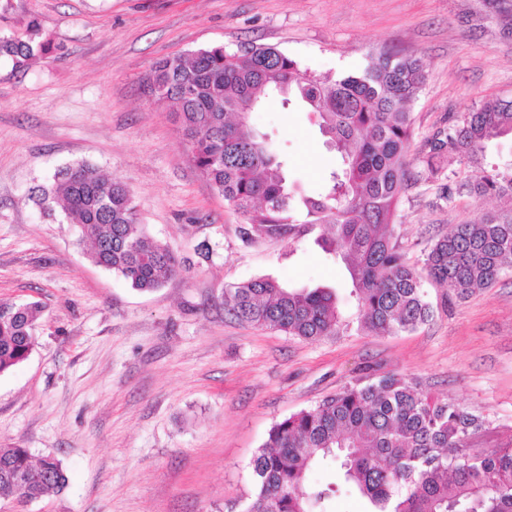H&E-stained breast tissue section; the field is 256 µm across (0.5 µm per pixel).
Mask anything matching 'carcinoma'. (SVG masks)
<instances>
[{
    "mask_svg": "<svg viewBox=\"0 0 512 512\" xmlns=\"http://www.w3.org/2000/svg\"><path fill=\"white\" fill-rule=\"evenodd\" d=\"M50 50L32 19L0 35V59L15 69ZM426 79L420 58L382 50L357 72L317 73L274 46L245 44L167 57L152 70L149 90L172 104L183 142L200 173L240 214L243 236L284 235L297 223L328 224L323 249L349 266L364 331L394 336L416 330L433 315L423 278L454 288L459 298L486 288L512 270V161L477 181L446 187V198H494L505 207L457 224L437 238L417 269L405 262L388 231L408 187L414 118L409 105ZM294 101L312 113L326 143L341 159L315 197L296 203L286 162L254 129L252 111L267 102ZM512 140V99L495 98L448 125L428 141L418 166L434 177L448 158L475 165L488 143ZM43 213L62 202L66 217L92 244L93 262L140 291L162 286L181 263L141 228L128 185L86 163L57 170L38 188ZM234 318L289 336L313 340L337 331L336 295L328 288L290 291L272 278L224 289ZM0 374L24 362L41 317L37 302L0 306ZM487 419L439 400L396 375H367L318 405L269 430L252 459L246 512H327L336 487H310L312 466L332 459L344 484L367 502L366 512H512V442L485 452L468 440ZM61 463H34L25 448L0 447V497L35 501L66 486Z\"/></svg>",
    "mask_w": 512,
    "mask_h": 512,
    "instance_id": "cac0c4a2",
    "label": "carcinoma"
}]
</instances>
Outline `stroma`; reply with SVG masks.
I'll list each match as a JSON object with an SVG mask.
<instances>
[{"label":"stroma","instance_id":"1","mask_svg":"<svg viewBox=\"0 0 512 512\" xmlns=\"http://www.w3.org/2000/svg\"><path fill=\"white\" fill-rule=\"evenodd\" d=\"M31 19L49 53L22 71L0 60V303L37 301L43 312L29 358L0 374V446L60 460L68 484L25 505L0 498V512H243L271 426L369 373L486 416L477 448L512 440L511 272L465 299L424 281L428 322L365 334L346 266L320 245L328 225L244 239L241 216L182 145L176 115L147 89L160 59L214 45H271L335 73L398 50L426 72L410 105L416 156L483 100L512 97V38L488 0H9L0 33ZM253 123L297 194H315L336 156L308 112L272 103ZM76 163L129 186L179 275L134 290L92 262L62 209L42 213L31 188ZM452 173L484 171L449 162L401 202L392 232L410 263L492 207L445 199ZM258 277L332 289L338 333L305 340L226 315V286Z\"/></svg>","mask_w":512,"mask_h":512}]
</instances>
